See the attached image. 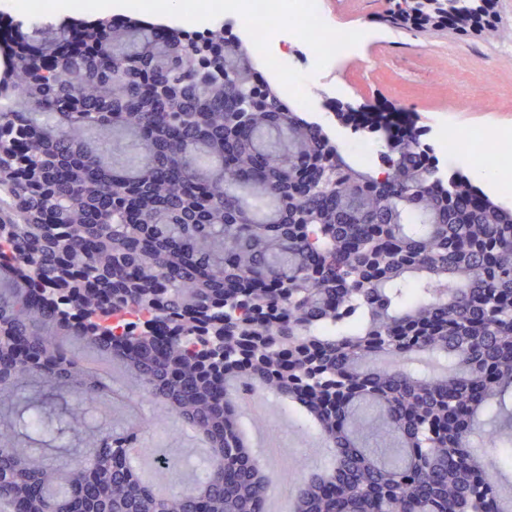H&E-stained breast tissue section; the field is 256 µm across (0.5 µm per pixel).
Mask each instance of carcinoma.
Returning a JSON list of instances; mask_svg holds the SVG:
<instances>
[{"instance_id": "obj_1", "label": "carcinoma", "mask_w": 512, "mask_h": 512, "mask_svg": "<svg viewBox=\"0 0 512 512\" xmlns=\"http://www.w3.org/2000/svg\"><path fill=\"white\" fill-rule=\"evenodd\" d=\"M472 5L454 0L455 28ZM90 53L32 51L0 84V512H264L272 484L228 369L297 406L333 448L293 512H503L489 453L512 444V208L418 138L386 178L256 76L251 42L219 24L160 37L87 25ZM258 106L235 112L243 84ZM331 167L339 209L297 191ZM224 319V355L198 348ZM119 365L204 436L205 474L165 496L120 445L138 420L82 429ZM428 353L433 375L379 359ZM80 447L53 460L27 433Z\"/></svg>"}]
</instances>
